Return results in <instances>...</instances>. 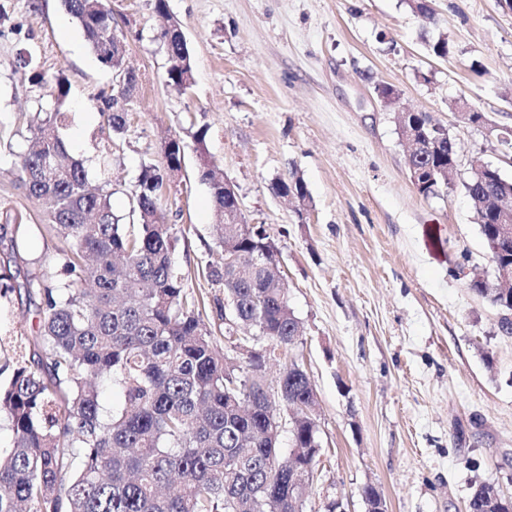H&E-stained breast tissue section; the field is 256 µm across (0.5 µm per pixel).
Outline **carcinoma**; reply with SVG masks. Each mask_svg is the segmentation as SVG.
<instances>
[{
  "mask_svg": "<svg viewBox=\"0 0 512 512\" xmlns=\"http://www.w3.org/2000/svg\"><path fill=\"white\" fill-rule=\"evenodd\" d=\"M78 22L97 60L109 69L124 64V48L112 13L98 0H62ZM169 67L166 83L179 93L193 80L187 44L161 32ZM31 80L49 89L51 112L35 113L32 137L17 154L13 175L27 196L49 201L41 223L24 235L50 231L56 239L59 278L46 267L26 276L28 295L40 299L39 330L24 337L16 367L0 385V414L7 416L12 446L0 448V512H288V480L269 490L266 470L278 461L313 469L319 439L315 414L295 417L291 444L283 453L274 418L260 387L228 371L224 348L205 322L200 304L184 292L185 274L172 257L173 229L165 223L161 198L164 176L144 167L131 213L137 223L122 224L112 211V193L88 184L84 164L70 156L61 129L68 88L35 73ZM100 112L120 134L127 111L112 95L101 97ZM434 137V149L421 147L407 164L421 171L418 193L437 196L450 185L451 147L445 128L427 112H403L402 137L413 128ZM185 146L166 149L167 167L178 169ZM210 185L216 247L231 242L250 272L236 277L208 267V277L236 297L240 328L268 336L288 348L300 323L288 305V288L277 254L266 252L260 234L230 223L234 202L224 196L221 170L203 163ZM472 202L493 272L512 267V243L491 249L499 225L493 209L512 203V179L497 172L487 182H462ZM273 190L309 198L305 181L293 172ZM19 225L0 224V282L16 286L22 254ZM470 289L487 298L506 318L500 331L512 335V285L491 282L472 271ZM124 394L120 408L100 404L104 379ZM279 385L285 402L317 404L313 384L293 357L283 364ZM490 482L472 486L470 512H497L487 494Z\"/></svg>",
  "mask_w": 512,
  "mask_h": 512,
  "instance_id": "obj_1",
  "label": "carcinoma"
}]
</instances>
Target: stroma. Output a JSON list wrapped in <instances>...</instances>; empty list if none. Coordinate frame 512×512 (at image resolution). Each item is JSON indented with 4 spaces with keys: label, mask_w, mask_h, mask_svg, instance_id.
Wrapping results in <instances>:
<instances>
[{
    "label": "stroma",
    "mask_w": 512,
    "mask_h": 512,
    "mask_svg": "<svg viewBox=\"0 0 512 512\" xmlns=\"http://www.w3.org/2000/svg\"><path fill=\"white\" fill-rule=\"evenodd\" d=\"M125 34L126 64L139 77L123 133L98 109L114 74L92 54L61 0H0V138L27 146L32 112L52 111L47 89L16 71L32 54L46 78L69 89L64 136L91 184L111 191L131 223L143 166L165 167L170 138L185 146L181 173L163 198L174 227L173 258L185 292L230 361L257 338L224 332V286L200 270L219 264L211 191L198 170L217 165L244 223L264 225L301 332L291 352L317 394L321 442L303 512H365L374 485L388 512H465L474 482L512 495V335L469 288L489 271L472 204L459 181L440 196L414 188L397 114L430 113L454 136L458 174L473 162L512 178V149L495 132L512 128V10L500 0H432L425 20L405 0H106ZM177 20L193 62L186 93L166 84L159 39ZM447 36L450 53L432 42ZM399 100L385 104L377 88ZM468 102L487 126L460 121ZM206 130V155L193 135ZM0 154V212L38 223ZM299 172L304 214L273 186ZM39 316L25 294L0 300V382L15 368L16 338Z\"/></svg>",
    "instance_id": "stroma-1"
}]
</instances>
